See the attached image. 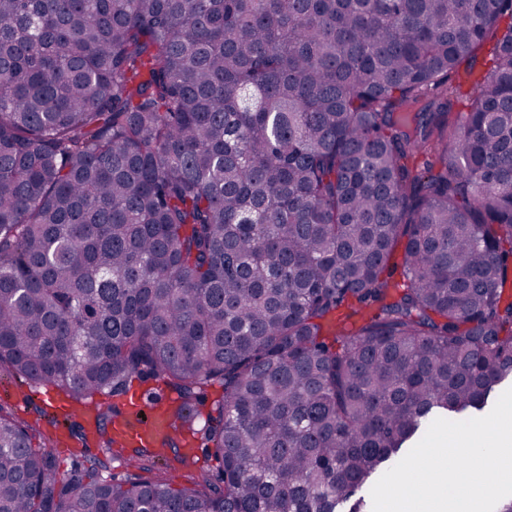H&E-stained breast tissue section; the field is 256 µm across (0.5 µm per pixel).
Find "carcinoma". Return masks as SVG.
<instances>
[{
  "mask_svg": "<svg viewBox=\"0 0 512 512\" xmlns=\"http://www.w3.org/2000/svg\"><path fill=\"white\" fill-rule=\"evenodd\" d=\"M2 366L223 396L182 488L0 406V512H364L512 377V0H0Z\"/></svg>",
  "mask_w": 512,
  "mask_h": 512,
  "instance_id": "obj_1",
  "label": "carcinoma"
}]
</instances>
